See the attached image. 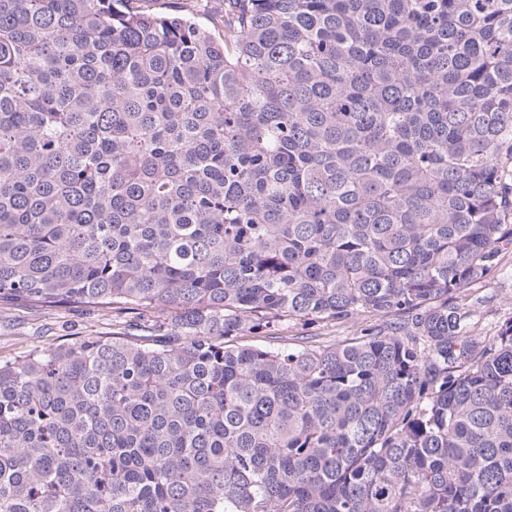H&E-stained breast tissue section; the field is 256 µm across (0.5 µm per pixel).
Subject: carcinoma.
I'll list each match as a JSON object with an SVG mask.
<instances>
[{
	"label": "carcinoma",
	"instance_id": "carcinoma-1",
	"mask_svg": "<svg viewBox=\"0 0 512 512\" xmlns=\"http://www.w3.org/2000/svg\"><path fill=\"white\" fill-rule=\"evenodd\" d=\"M0 0V512H512V0ZM356 328L338 343L284 321ZM167 10L190 9L200 25L208 24V16L224 12V0H162ZM502 274H494L487 277L484 282L475 286L482 288L478 290L479 295H494L491 302L477 305V314L488 327L484 332L487 336H494L500 323L507 318H512V257L505 260ZM491 329V330H490ZM136 314L115 310L88 313L79 307L57 311L15 308L0 312V360L11 359L34 349L69 342L74 336H95L112 332L124 336L150 335L135 326Z\"/></svg>",
	"mask_w": 512,
	"mask_h": 512
}]
</instances>
